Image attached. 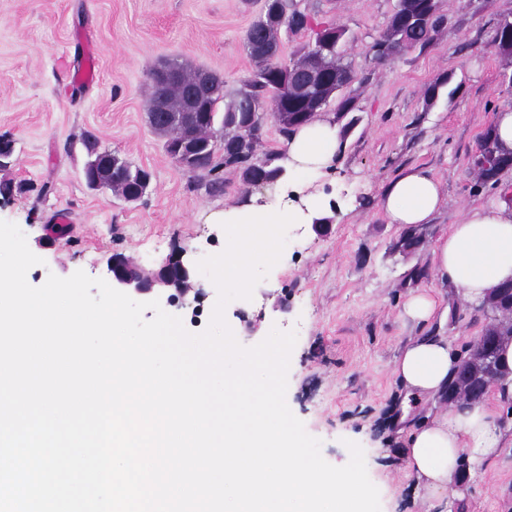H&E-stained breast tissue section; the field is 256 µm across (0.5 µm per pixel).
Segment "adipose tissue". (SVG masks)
<instances>
[{"label": "adipose tissue", "instance_id": "1", "mask_svg": "<svg viewBox=\"0 0 512 512\" xmlns=\"http://www.w3.org/2000/svg\"><path fill=\"white\" fill-rule=\"evenodd\" d=\"M339 146V131L329 118L301 126L288 139L286 177L303 179L331 165ZM444 204L440 180L414 168L389 183L381 199L388 223L401 229L431 223ZM308 216L299 208H284L260 198L224 213V253L216 261L224 285L246 284L245 273L255 260L267 257L271 245L265 233L272 224H301ZM433 280L453 286L457 295L481 302L500 284L512 280V200L464 209L459 220L435 240ZM499 360L506 377L489 399L411 424L403 442V457L417 481L433 493L451 490L462 457L487 460L512 443V430L501 425L512 410V341L502 345ZM461 354L442 336H415L399 350L393 363L404 397L403 414L445 395Z\"/></svg>", "mask_w": 512, "mask_h": 512}]
</instances>
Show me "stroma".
<instances>
[{"label": "stroma", "mask_w": 512, "mask_h": 512, "mask_svg": "<svg viewBox=\"0 0 512 512\" xmlns=\"http://www.w3.org/2000/svg\"><path fill=\"white\" fill-rule=\"evenodd\" d=\"M264 0H0V136L14 141L12 164L0 168V220L25 234L39 265L27 273L38 287L48 275L84 271L107 278L113 255L157 267L175 249L191 260L224 249V211L251 197L307 207L332 206L324 237L291 225L280 261L252 300L231 301L226 320L245 347L271 331H293L287 404L321 442L334 466L349 462L348 442L364 452L381 512H512V446L468 464L461 497L429 496L410 476L401 453V387L393 361L409 337H448L466 350L487 319L452 288L435 289L445 321L419 324L400 313L411 291L431 286L437 236L463 208L498 197L477 184L470 165L479 137L499 108L512 106L505 65L488 49L492 28L512 17V0H440L448 23L427 51L411 50L376 65L370 46L395 0H301L308 13L348 31L345 60L357 123L341 135L333 164L307 183L261 189L225 172L223 192L208 193L206 172H186L165 151L146 114L149 74L175 55L224 80L232 97L253 68L243 38ZM436 95H429V88ZM92 134L100 149L149 170L146 194L127 202L89 189L84 179ZM410 166L429 169L446 203L419 250L390 253L399 234L379 208L383 187ZM62 233L54 247L38 240L46 225ZM432 287V286H431ZM289 293L292 310L273 309ZM248 314L253 329L240 316Z\"/></svg>", "instance_id": "35a3bbf8"}]
</instances>
